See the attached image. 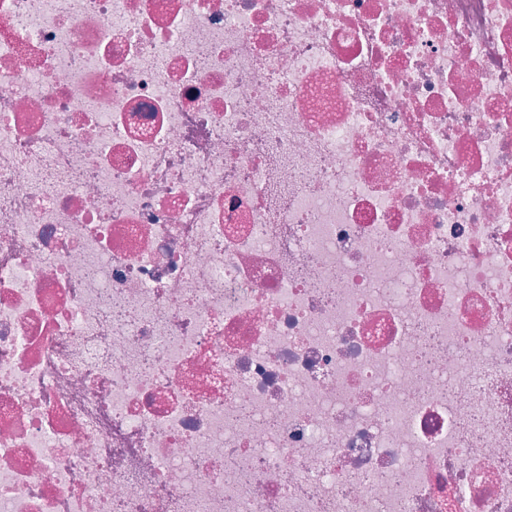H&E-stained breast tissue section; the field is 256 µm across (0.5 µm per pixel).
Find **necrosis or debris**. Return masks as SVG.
Here are the masks:
<instances>
[{
    "label": "necrosis or debris",
    "instance_id": "obj_1",
    "mask_svg": "<svg viewBox=\"0 0 512 512\" xmlns=\"http://www.w3.org/2000/svg\"><path fill=\"white\" fill-rule=\"evenodd\" d=\"M0 512H512V0H0Z\"/></svg>",
    "mask_w": 512,
    "mask_h": 512
}]
</instances>
